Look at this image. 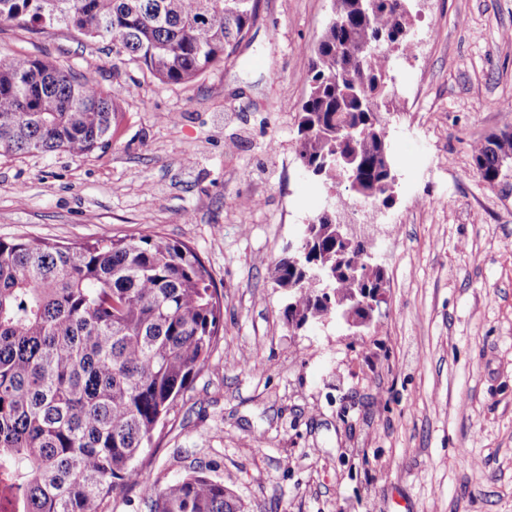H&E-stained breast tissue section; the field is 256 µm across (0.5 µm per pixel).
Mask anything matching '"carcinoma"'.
<instances>
[{"label": "carcinoma", "mask_w": 512, "mask_h": 512, "mask_svg": "<svg viewBox=\"0 0 512 512\" xmlns=\"http://www.w3.org/2000/svg\"><path fill=\"white\" fill-rule=\"evenodd\" d=\"M406 0H332L298 112L304 169L334 189L331 164L343 126L355 156L354 196L389 205L386 127L373 107L389 98L391 54L413 42ZM258 16L257 0H0V22L49 32L73 29L122 49L162 84L192 82L236 54ZM120 94L26 55L0 59V155L64 151L84 156L109 144ZM512 136L472 147L475 169L496 181ZM307 258L275 262L289 291L288 328L337 316L364 287L358 245L336 274L331 222L314 215L300 236ZM318 262L330 299L309 276ZM223 330L214 278L191 246L154 232L61 246L0 239V498L11 512H107L124 488H141L150 512H246L224 483L201 469L161 486L140 464L162 421L195 377L212 367Z\"/></svg>", "instance_id": "1"}]
</instances>
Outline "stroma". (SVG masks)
<instances>
[{
    "instance_id": "35a3bbf8",
    "label": "stroma",
    "mask_w": 512,
    "mask_h": 512,
    "mask_svg": "<svg viewBox=\"0 0 512 512\" xmlns=\"http://www.w3.org/2000/svg\"><path fill=\"white\" fill-rule=\"evenodd\" d=\"M384 113L396 225L372 252L383 316L288 328L271 268L325 206L297 115L330 0H259L235 58L196 81L143 77L102 41L0 23V58H44L125 100L108 147L0 155V238L184 242L224 302L212 368L143 459L167 484L206 468L248 512H512V168L473 145L512 130V0H409ZM506 130L508 129L502 130L500 132L502 134V138L497 142L493 143L495 145V149L490 148L489 145L491 144V142L489 140L491 137H496V134L486 137L484 140L476 142L472 147V157L475 169L477 173L480 175V177L488 184H493L496 181L497 171L499 178L502 168L505 164L510 163L511 166L512 136L511 134L505 133Z\"/></svg>"
}]
</instances>
